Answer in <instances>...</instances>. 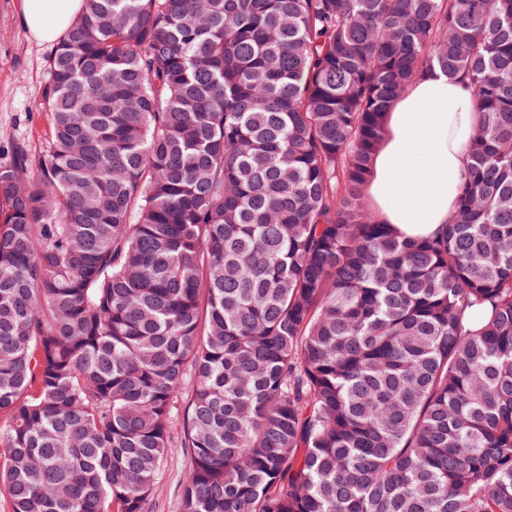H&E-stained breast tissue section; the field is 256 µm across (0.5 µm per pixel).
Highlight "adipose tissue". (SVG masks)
<instances>
[{
  "instance_id": "1",
  "label": "adipose tissue",
  "mask_w": 512,
  "mask_h": 512,
  "mask_svg": "<svg viewBox=\"0 0 512 512\" xmlns=\"http://www.w3.org/2000/svg\"><path fill=\"white\" fill-rule=\"evenodd\" d=\"M82 9L83 0H22L21 20L32 39L52 42ZM474 123L473 91L459 75H423L396 99L365 185L379 221L406 238L451 222Z\"/></svg>"
}]
</instances>
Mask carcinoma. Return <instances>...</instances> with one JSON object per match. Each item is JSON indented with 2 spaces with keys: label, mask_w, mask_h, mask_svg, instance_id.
Returning <instances> with one entry per match:
<instances>
[{
  "label": "carcinoma",
  "mask_w": 512,
  "mask_h": 512,
  "mask_svg": "<svg viewBox=\"0 0 512 512\" xmlns=\"http://www.w3.org/2000/svg\"><path fill=\"white\" fill-rule=\"evenodd\" d=\"M477 123L452 222L364 196L423 72ZM0 165L11 512H512V0H84ZM176 442L172 443L167 464L161 475L155 500L158 512H177V503L182 485L189 471V461Z\"/></svg>",
  "instance_id": "carcinoma-1"
}]
</instances>
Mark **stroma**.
Segmentation results:
<instances>
[{
  "label": "stroma",
  "instance_id": "35a3bbf8",
  "mask_svg": "<svg viewBox=\"0 0 512 512\" xmlns=\"http://www.w3.org/2000/svg\"><path fill=\"white\" fill-rule=\"evenodd\" d=\"M55 46L34 41L23 27L18 0H0V164L9 162L14 142H25L32 156L45 147L46 119L42 89ZM189 461L172 449L155 500L157 512H177Z\"/></svg>",
  "mask_w": 512,
  "mask_h": 512
}]
</instances>
